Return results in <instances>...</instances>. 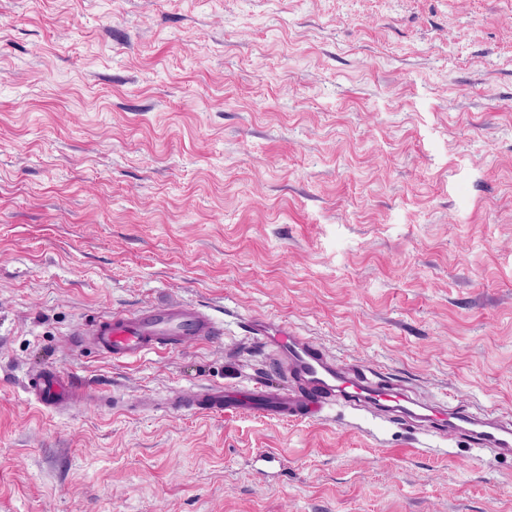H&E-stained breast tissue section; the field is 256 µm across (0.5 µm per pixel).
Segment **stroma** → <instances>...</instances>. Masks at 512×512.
<instances>
[{
  "instance_id": "1",
  "label": "stroma",
  "mask_w": 512,
  "mask_h": 512,
  "mask_svg": "<svg viewBox=\"0 0 512 512\" xmlns=\"http://www.w3.org/2000/svg\"><path fill=\"white\" fill-rule=\"evenodd\" d=\"M179 302L223 336H77ZM253 314L512 415V0H0V512H512V457L341 405L161 409L282 385ZM77 336L113 361L126 362L185 343H212L222 336V327L210 313L195 305L167 304L113 312ZM28 392L42 410L73 406L85 399L84 389L76 385L68 371L58 367L39 372L29 382Z\"/></svg>"
}]
</instances>
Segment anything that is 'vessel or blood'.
I'll return each instance as SVG.
<instances>
[{
  "mask_svg": "<svg viewBox=\"0 0 512 512\" xmlns=\"http://www.w3.org/2000/svg\"><path fill=\"white\" fill-rule=\"evenodd\" d=\"M244 331L253 344L272 353L284 385L271 388L257 381L240 390L202 387L176 394L171 409L218 413L248 408L283 420L320 419L341 402L390 423L417 426L448 441L464 439L483 452L512 455V421L495 410L471 411L423 402L410 390L337 359L284 321L252 316L245 320ZM221 334V325L210 313L194 305L167 304L101 317L83 332L81 340L113 361L126 362L186 343L209 344ZM28 392L43 410L72 406L85 399L83 388L58 367L39 372L30 381Z\"/></svg>",
  "mask_w": 512,
  "mask_h": 512,
  "instance_id": "obj_1",
  "label": "vessel or blood"
}]
</instances>
